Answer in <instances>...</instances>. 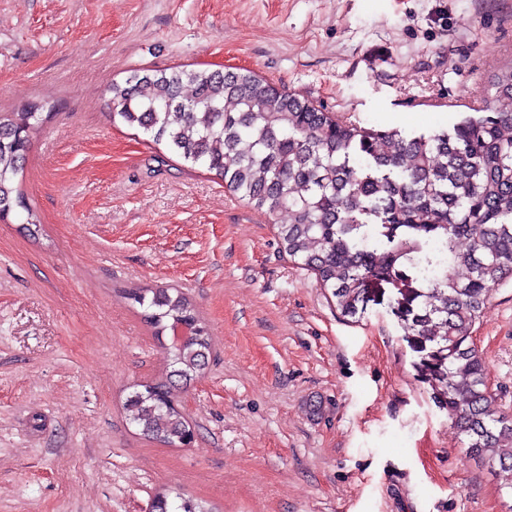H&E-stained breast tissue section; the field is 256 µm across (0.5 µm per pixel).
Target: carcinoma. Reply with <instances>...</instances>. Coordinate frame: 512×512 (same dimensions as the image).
Returning a JSON list of instances; mask_svg holds the SVG:
<instances>
[{
  "mask_svg": "<svg viewBox=\"0 0 512 512\" xmlns=\"http://www.w3.org/2000/svg\"><path fill=\"white\" fill-rule=\"evenodd\" d=\"M494 86L489 111L410 134L339 119L240 71L136 74L112 85L110 104L112 121L207 167L266 214L288 213L278 226L283 251L331 292L342 315H357L369 281L392 284L407 300L401 327L414 338L433 400L465 436V454L488 462L500 489L512 492V417L490 409L487 366L472 336L492 291L512 278V68ZM41 122L36 104L0 114V216L24 208L28 232L39 219L14 179ZM130 299L158 337L178 322L199 328L170 346L165 376L125 401L142 435L177 445L190 430L177 392L206 368L210 334L175 288H139ZM175 498L172 508L159 496V512H207Z\"/></svg>",
  "mask_w": 512,
  "mask_h": 512,
  "instance_id": "carcinoma-1",
  "label": "carcinoma"
}]
</instances>
